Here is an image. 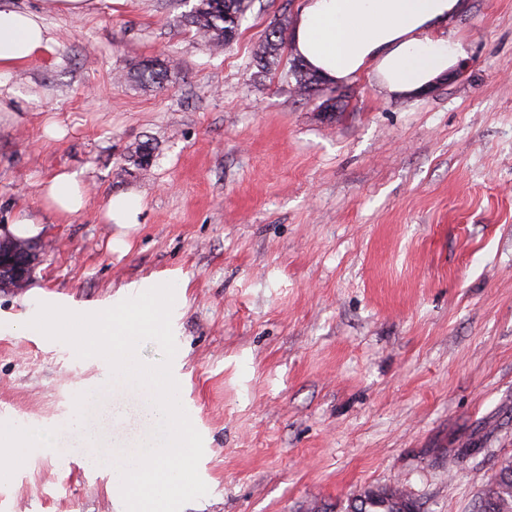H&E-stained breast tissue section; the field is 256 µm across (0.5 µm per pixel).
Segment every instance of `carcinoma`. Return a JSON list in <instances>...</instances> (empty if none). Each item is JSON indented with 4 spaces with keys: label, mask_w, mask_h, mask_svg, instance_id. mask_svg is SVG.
<instances>
[{
    "label": "carcinoma",
    "mask_w": 512,
    "mask_h": 512,
    "mask_svg": "<svg viewBox=\"0 0 512 512\" xmlns=\"http://www.w3.org/2000/svg\"><path fill=\"white\" fill-rule=\"evenodd\" d=\"M249 8V0H209L185 16L187 25L195 29L214 49H222L235 38L239 23ZM285 41V29L278 24L259 41L253 50L254 64L268 68L278 61ZM170 67L145 64L140 79L145 84L160 85L167 80ZM287 77L294 80V90L306 95L320 84V78L303 63L293 61ZM415 508L411 495L403 488H367L351 498L346 512H411ZM475 512H512V458L501 460L489 486L479 497Z\"/></svg>",
    "instance_id": "carcinoma-1"
}]
</instances>
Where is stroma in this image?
Listing matches in <instances>:
<instances>
[{"label":"stroma","instance_id":"stroma-1","mask_svg":"<svg viewBox=\"0 0 512 512\" xmlns=\"http://www.w3.org/2000/svg\"><path fill=\"white\" fill-rule=\"evenodd\" d=\"M464 2L463 57L398 97L369 76L298 95L287 44L259 71L253 46L301 0H251L221 52L184 25L187 0L45 14L48 48L0 72V224L44 226L40 295L0 290V426L26 441L0 512H125L106 474L42 444L73 438L75 396L107 386L119 414L87 420L109 455L135 453L148 397L27 325L172 274V373L208 487L182 512H344L376 486L473 512L512 457V0ZM159 58L168 80L142 84ZM62 168L89 189L67 221L40 197ZM129 191L144 211L120 254L103 214Z\"/></svg>","mask_w":512,"mask_h":512}]
</instances>
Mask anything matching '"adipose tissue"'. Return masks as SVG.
Returning a JSON list of instances; mask_svg holds the SVG:
<instances>
[{
	"label": "adipose tissue",
	"instance_id": "adipose-tissue-1",
	"mask_svg": "<svg viewBox=\"0 0 512 512\" xmlns=\"http://www.w3.org/2000/svg\"><path fill=\"white\" fill-rule=\"evenodd\" d=\"M461 9V0H303L290 34L291 50L326 82L372 74L389 94H417L458 61L461 46L447 24ZM49 41L40 14L0 4L1 72L20 66ZM41 197L61 219L81 213L87 204L82 178L67 169L43 183ZM143 210L137 193L109 197L105 217L118 228L113 249L125 247L124 237Z\"/></svg>",
	"mask_w": 512,
	"mask_h": 512
}]
</instances>
